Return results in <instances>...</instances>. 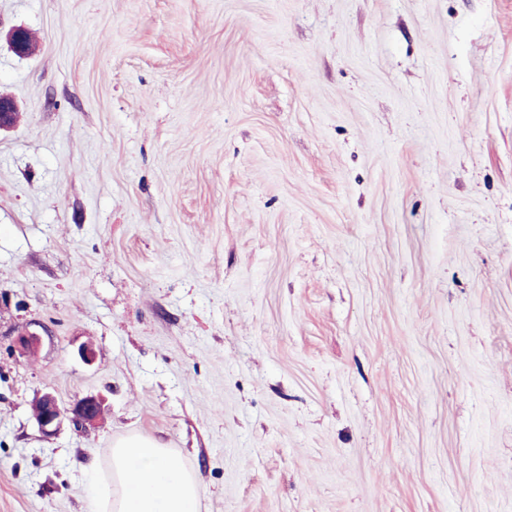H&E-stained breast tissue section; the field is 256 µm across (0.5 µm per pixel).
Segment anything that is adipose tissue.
<instances>
[{"label": "adipose tissue", "instance_id": "obj_1", "mask_svg": "<svg viewBox=\"0 0 512 512\" xmlns=\"http://www.w3.org/2000/svg\"><path fill=\"white\" fill-rule=\"evenodd\" d=\"M201 487L170 449L130 436L115 444L106 467L85 481L88 512H200Z\"/></svg>", "mask_w": 512, "mask_h": 512}]
</instances>
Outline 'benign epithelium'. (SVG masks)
I'll return each instance as SVG.
<instances>
[{"mask_svg": "<svg viewBox=\"0 0 512 512\" xmlns=\"http://www.w3.org/2000/svg\"><path fill=\"white\" fill-rule=\"evenodd\" d=\"M40 342V334L27 330L18 336L16 348L29 356L37 351ZM102 413L103 401L96 396H84L65 406L53 393L45 392L34 401L33 417L43 435L53 436L66 422L80 429L93 428L100 423Z\"/></svg>", "mask_w": 512, "mask_h": 512, "instance_id": "benign-epithelium-1", "label": "benign epithelium"}]
</instances>
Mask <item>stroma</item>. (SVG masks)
Listing matches in <instances>:
<instances>
[{"label":"stroma","mask_w":512,"mask_h":512,"mask_svg":"<svg viewBox=\"0 0 512 512\" xmlns=\"http://www.w3.org/2000/svg\"><path fill=\"white\" fill-rule=\"evenodd\" d=\"M1 95L0 512L132 433L201 512H512V0H0ZM33 417L44 436L55 435L65 422L80 429L97 426L102 418L103 401L88 395L65 406L51 392H45L34 401Z\"/></svg>","instance_id":"stroma-1"}]
</instances>
